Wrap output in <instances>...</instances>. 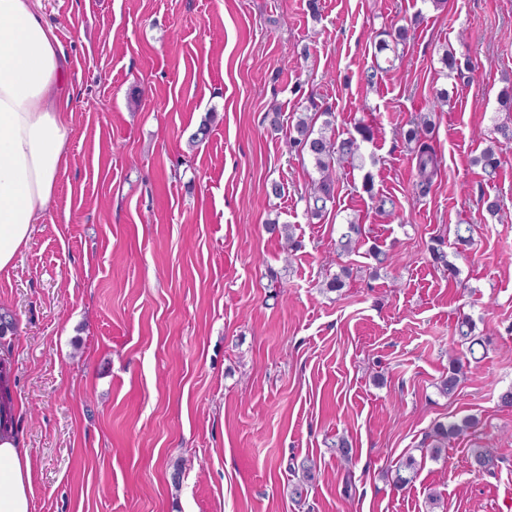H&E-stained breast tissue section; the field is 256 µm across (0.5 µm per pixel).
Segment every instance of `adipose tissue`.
I'll return each mask as SVG.
<instances>
[{
    "instance_id": "obj_1",
    "label": "adipose tissue",
    "mask_w": 512,
    "mask_h": 512,
    "mask_svg": "<svg viewBox=\"0 0 512 512\" xmlns=\"http://www.w3.org/2000/svg\"><path fill=\"white\" fill-rule=\"evenodd\" d=\"M73 89L34 0H0V272L29 245L68 165ZM11 339L0 340V512H34L35 477L18 421Z\"/></svg>"
}]
</instances>
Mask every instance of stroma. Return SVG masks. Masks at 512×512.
Instances as JSON below:
<instances>
[{
    "mask_svg": "<svg viewBox=\"0 0 512 512\" xmlns=\"http://www.w3.org/2000/svg\"><path fill=\"white\" fill-rule=\"evenodd\" d=\"M35 2L76 89L69 165L0 272L36 512H512V408L498 403L512 386V148L494 180L474 163L512 125L496 101L512 84V0ZM406 24L403 59L366 87L377 41ZM447 48L469 78L442 73ZM312 102L340 136L373 131L319 218L305 204L317 173L288 149ZM418 114L440 158L420 199L401 135ZM374 192L398 218L374 211ZM350 220L365 236L340 257ZM458 224L476 244L451 277L429 251ZM375 245L396 264L374 270ZM343 266L344 288L326 291ZM465 316L487 345L447 398L437 383ZM467 415L476 427L432 459L433 423ZM478 446L491 471L470 467ZM307 456L317 468L297 502ZM408 458L415 478L395 489Z\"/></svg>",
    "mask_w": 512,
    "mask_h": 512,
    "instance_id": "35a3bbf8",
    "label": "stroma"
}]
</instances>
